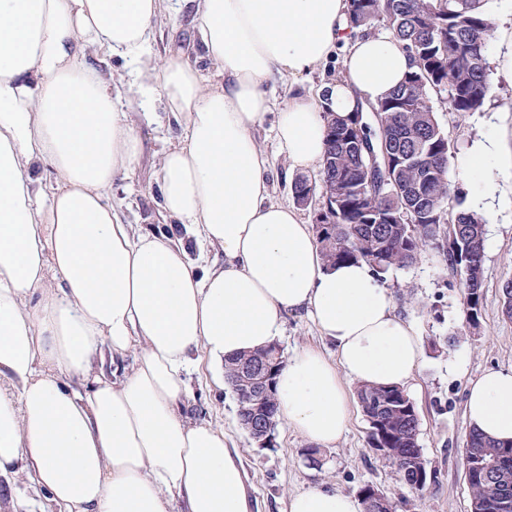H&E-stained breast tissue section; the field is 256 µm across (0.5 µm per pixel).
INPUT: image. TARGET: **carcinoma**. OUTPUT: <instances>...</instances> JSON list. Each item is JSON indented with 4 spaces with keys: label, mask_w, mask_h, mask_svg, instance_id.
Returning <instances> with one entry per match:
<instances>
[{
    "label": "carcinoma",
    "mask_w": 512,
    "mask_h": 512,
    "mask_svg": "<svg viewBox=\"0 0 512 512\" xmlns=\"http://www.w3.org/2000/svg\"><path fill=\"white\" fill-rule=\"evenodd\" d=\"M486 0H348L349 27L370 34L382 24L402 43L415 69L382 101L340 118L325 113L326 149L319 172L325 185L321 209L326 224L316 226V243L324 265L364 262L378 278L413 266L434 250L452 270L462 255L472 257L462 281L467 325L480 327L485 250L484 218L452 197L448 167L454 145L437 118L433 96L447 93L448 111L462 115L480 110L488 92L487 46L492 30ZM351 138L387 154L388 183L365 171L345 144ZM317 184L306 178L292 186L294 201L308 206ZM279 352L277 345L243 354L224 363V378L233 389L238 417L249 421L260 406H277L276 390L256 395L252 365ZM359 406L375 435L379 422L393 449V462L409 456L418 471H427L417 443L415 403L399 386L359 385ZM469 444L486 452L512 455V443L474 431ZM471 503L479 512H498L500 498L512 501V485L494 493L486 482L468 478Z\"/></svg>",
    "instance_id": "1"
}]
</instances>
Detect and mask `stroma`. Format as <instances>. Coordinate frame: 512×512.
Wrapping results in <instances>:
<instances>
[{"label": "stroma", "instance_id": "stroma-1", "mask_svg": "<svg viewBox=\"0 0 512 512\" xmlns=\"http://www.w3.org/2000/svg\"><path fill=\"white\" fill-rule=\"evenodd\" d=\"M183 46L204 84L216 73L198 52L199 34L189 9L165 15L150 46V60L162 65L169 45ZM343 47H336L324 67L298 80L272 84L276 108H284L295 93L325 92L343 75ZM489 88L484 107L459 116L436 103V117L449 131L456 156L475 141L494 133L512 146V72L490 59ZM135 132L143 150L132 173L114 189L112 203L124 223L144 230L165 231L161 215L158 161L180 129L163 108L137 113ZM271 163V199L293 204L291 171L274 132V117L266 115L257 134ZM498 198L485 213L482 316L479 329L465 324L459 275L452 273L435 251L424 252L412 267L389 271L384 282L394 297L395 311L415 326L423 347L421 363L405 390L419 414L418 444L435 476L418 492L405 485L387 460L369 446V424L358 402L350 404L347 431L336 445L322 449L321 469L310 467L304 453L309 443L286 423H278L271 442L259 446L242 428L231 387L216 385L206 364L190 375V399L185 413L197 422L222 426L231 447L240 454L247 476L253 512H288L290 498L322 486L352 496L371 485L399 502L398 512H471V497L462 454L469 433L465 421L467 388L484 372L512 368V320L502 315V286L512 280V171L498 177ZM277 344L283 356L313 347L334 357L335 347L323 339L302 313L288 315ZM0 512H54L45 492L30 482L0 479Z\"/></svg>", "mask_w": 512, "mask_h": 512}]
</instances>
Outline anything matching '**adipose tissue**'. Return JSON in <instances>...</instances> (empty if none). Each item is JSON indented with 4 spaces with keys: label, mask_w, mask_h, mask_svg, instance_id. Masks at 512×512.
Listing matches in <instances>:
<instances>
[{
    "label": "adipose tissue",
    "mask_w": 512,
    "mask_h": 512,
    "mask_svg": "<svg viewBox=\"0 0 512 512\" xmlns=\"http://www.w3.org/2000/svg\"><path fill=\"white\" fill-rule=\"evenodd\" d=\"M217 83L187 54L162 68L149 45L165 0H0V477L25 474L58 512H252L223 428L182 412L188 370L281 336L307 313L336 347L294 352L277 378L281 418L330 447L345 432V380L404 386L422 343L372 269H324L309 225L268 200L257 131L274 74L304 76L338 43L344 79L327 100L299 94L277 114L292 170L321 164L326 121L378 103L414 63L389 34L350 36L346 0H188ZM124 60L140 107L161 101L184 135L161 156L164 212L195 226L224 261L197 273L181 240L122 223L110 197L141 153L114 77L91 59ZM56 176L44 189L37 172ZM512 168L495 136L458 172L475 202ZM138 355L132 367L123 361ZM469 430L512 440V369L471 382ZM289 512H362L324 487Z\"/></svg>",
    "instance_id": "ef3b65f1"
}]
</instances>
